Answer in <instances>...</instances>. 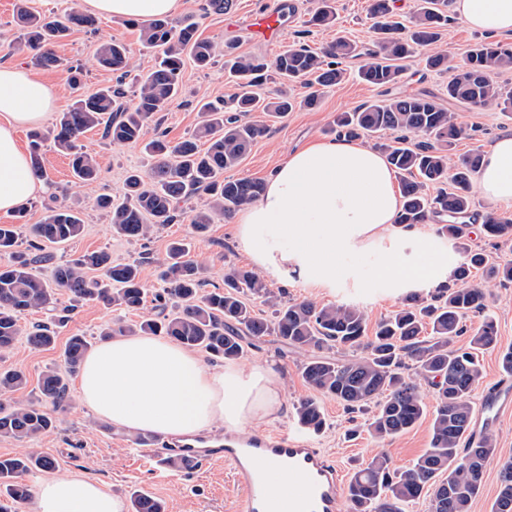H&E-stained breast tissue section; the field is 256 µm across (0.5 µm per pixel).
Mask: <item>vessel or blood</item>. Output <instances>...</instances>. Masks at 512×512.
<instances>
[{"label": "vessel or blood", "instance_id": "1", "mask_svg": "<svg viewBox=\"0 0 512 512\" xmlns=\"http://www.w3.org/2000/svg\"><path fill=\"white\" fill-rule=\"evenodd\" d=\"M248 28L257 38L274 41L281 31L280 16L260 13L250 18ZM510 414L512 384L504 382L484 397L474 429L488 430ZM170 451L189 466L224 460L243 491L238 512H341L346 487L342 470L299 434H258L244 442L228 437L216 448L174 442ZM278 481L283 490L270 497L267 488Z\"/></svg>", "mask_w": 512, "mask_h": 512}]
</instances>
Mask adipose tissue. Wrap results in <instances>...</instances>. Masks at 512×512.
<instances>
[{
	"mask_svg": "<svg viewBox=\"0 0 512 512\" xmlns=\"http://www.w3.org/2000/svg\"><path fill=\"white\" fill-rule=\"evenodd\" d=\"M105 17L147 21L177 14L180 0H84ZM471 29L512 32V0H455ZM58 90L19 64L0 63V213L46 193L17 134L43 125ZM479 195L512 210V135L488 147L476 174ZM395 172L379 152L337 138L292 152L258 200L237 211L236 237L262 278L331 295L399 300L446 285L458 261L428 224L400 225ZM280 375L266 366L205 364L166 337L120 336L86 357L81 403L100 419L133 432L185 438L221 428L244 433L280 410ZM35 512H125L101 484L73 475L43 480Z\"/></svg>",
	"mask_w": 512,
	"mask_h": 512,
	"instance_id": "1",
	"label": "adipose tissue"
}]
</instances>
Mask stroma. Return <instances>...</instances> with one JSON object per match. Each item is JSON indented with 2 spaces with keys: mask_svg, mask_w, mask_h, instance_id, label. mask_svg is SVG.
Segmentation results:
<instances>
[{
  "mask_svg": "<svg viewBox=\"0 0 512 512\" xmlns=\"http://www.w3.org/2000/svg\"><path fill=\"white\" fill-rule=\"evenodd\" d=\"M17 0H0V63L13 62L31 67L34 74L58 89L56 110L45 122V129H52L61 112L73 102L66 81V74L58 68L35 66L31 52L20 44L15 12ZM208 0H181L177 20L196 23L200 37L216 44H234L239 54L274 58L288 46L303 42L320 48L339 37L370 47L374 39L373 21L369 16L370 0H336V21L330 26L307 27L306 21L315 9V0H234L228 12L208 8ZM283 10L284 19L279 39L269 44L255 38L247 28L249 16L258 11ZM115 39L131 50L135 72H147L153 64V53L143 48L139 41L138 27L125 20L98 18L94 30H77L54 47L61 59L84 64L88 89L94 90L112 80V76L94 64L95 50L101 40ZM362 61L353 58L345 61L348 77L341 84L322 90L319 103L308 108L304 100L309 93L301 83L290 87V94L297 104L292 112L282 118L268 119L269 130L252 146L241 163L226 175L230 178L249 177L267 180L269 175L285 160L288 153L314 141L335 138L334 120L337 114L352 111L359 106L397 96L439 94L446 84L444 75L428 70L420 57H412L396 84L377 88L359 79L357 72ZM236 85L224 74L223 61L212 67L199 69L193 61H186L181 73L180 92L168 111L157 114L148 126L149 133H164L167 140L178 142L195 133L201 121L198 102L224 98L236 93ZM457 123L466 128L468 135L461 139L454 156L473 151H484L496 138L512 134V113L491 107L473 110L469 105L447 102ZM85 150L94 155L99 164L94 181L81 183L70 172L68 160L53 141H46L42 159L48 175L49 193L27 203L30 224L40 223L48 207L75 204L81 209L84 221L82 235L55 249L54 263H62L80 254L105 251L117 261L137 260L141 263L142 278L148 289L159 288V265L166 257L169 244L186 238L192 243L190 259L202 263L203 278L207 288L224 284V273L231 267H249L250 260L240 248L231 218L225 217L210 225L204 237L193 234L190 219L202 201L192 198L180 205L175 223L154 231L148 239L131 242L112 229L108 214L96 206L99 195H121L127 175L135 170H149L154 160L141 147L118 146L102 138L99 131L85 133L81 139ZM271 290L284 291L289 300H311L321 306L354 305L365 311L369 324H376L400 307L399 302L344 296L321 295L315 289L296 284L287 288L271 283ZM68 311L67 322L60 327L55 347L33 349L18 343L9 353L0 355V370L14 369L27 378L25 389L18 394L21 402L39 399V380L50 368H63L67 339L73 335L87 337L92 345H99V331L114 318L113 309L88 302L73 304L65 291H58L52 310L35 309L21 314L20 322L29 326L46 320L50 311ZM492 317L498 329V345L482 349L478 358L483 367V378L474 392V403L492 391L504 374L499 354L512 347V283L495 282L489 286L483 311L471 315L469 324L478 327L484 317ZM305 352L284 346L276 337L268 336L245 346L240 363L244 366L269 365L282 377V410L276 419L260 425V432L276 435L298 429L295 406L311 390L301 377V364ZM68 399L52 415L56 427L39 442L41 451L58 462L57 475L82 474L103 483L112 495L129 500L136 491H144L162 499L166 512H233L241 491L233 479L230 468L221 461L203 464L192 471H172L155 463L138 458L131 452L133 440L129 433L96 419L80 402L75 377H68ZM321 404L326 417L322 432L312 435L311 445L328 455L345 474H353L365 467L378 453H386L393 466L408 467L429 446L431 439L430 418L421 419L410 430L396 436L378 440L368 429L367 415L348 413L336 400L325 397ZM498 454L484 472L479 494L472 500L470 512H492L499 490V472L502 464L512 459V415L494 425Z\"/></svg>",
  "mask_w": 512,
  "mask_h": 512,
  "instance_id": "35a3bbf8",
  "label": "stroma"
}]
</instances>
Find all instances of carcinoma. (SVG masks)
<instances>
[{
	"label": "carcinoma",
	"mask_w": 512,
	"mask_h": 512,
	"mask_svg": "<svg viewBox=\"0 0 512 512\" xmlns=\"http://www.w3.org/2000/svg\"><path fill=\"white\" fill-rule=\"evenodd\" d=\"M445 0H420L412 26L403 28L392 19L389 0H372L376 18V39L362 50L339 37L318 53L304 45L289 48L272 60L234 54L224 47V68L235 77L240 92L230 101L200 103L202 121L196 133L177 143L160 134L145 140L146 129L156 114L164 111L179 94L184 55L200 68L208 67L219 47L197 36L191 24H175L166 17L152 20L140 29L143 46L158 53L154 67L140 79V88L131 106L119 103L121 88L110 85L95 91L84 90V67L63 63L52 46L74 29H94L96 19L87 13H73L63 20H51L28 10L20 3L16 17L25 47L34 51L37 65L64 67L68 86L74 94L70 108L61 113L52 131L59 150L68 156L73 176L82 182L97 174L96 159L83 150L80 138L100 129L102 136L116 145H143L157 158L145 174L134 171L126 179L120 202L108 195L97 206L109 213L114 230L131 241L147 238L157 225L172 224L178 205L204 193L205 204L197 209L191 224L195 232H206L210 224L234 209L256 201L264 183L247 177L224 178V171L238 166L252 145L267 131L264 121L254 117H282L293 108L288 84L304 80L312 87H331L342 82L345 70L339 60L366 57L360 78L373 87L397 83L400 63L416 51L425 53L428 68L448 74L443 94L473 108L512 107V92L493 83L489 75L512 67V45L501 42L474 43L460 67L448 66L442 49L448 14ZM335 20L332 0H319L311 17L318 26ZM98 68L126 77L132 69L130 49L107 40L94 55ZM277 76L280 86L262 95L265 83ZM339 134L348 138L370 136L382 131L398 134L395 140L379 145L394 169L403 175L400 224H419L431 215L439 234L454 242L465 257L455 268L452 284L437 289L431 302L412 295L391 317L377 323L368 334L366 314L351 306H318L310 300H281L273 295L260 275L234 268L224 275V287L204 289L201 267L187 259L191 244L172 242L160 279L164 287L152 293L142 282L140 262H116L105 251L86 253L53 266L52 281L36 273L51 261L48 244H62L77 238L84 225L74 206L49 210L44 221L28 227L29 244L24 253L14 248L18 227L0 224V352L12 350L18 337L26 336L34 349L50 347L56 331L50 322L26 329L18 315L26 310L45 309L52 303L53 290L60 288L79 302L95 301L128 312L150 301L155 315L135 324L121 321L105 325L99 336H132L139 333L167 336L180 344L204 351L223 360L244 355V340L275 336L308 353L301 366L302 378L315 392L332 397L350 410H364L382 398L372 416L369 430L378 439L395 436L412 428L427 413L421 382L436 390L428 448L410 467L396 469L390 458L380 453L366 467L357 470L347 486L352 512H404L408 503L432 492L430 512H469L479 493L485 463L497 453L491 433L478 437L471 432L472 396L482 378L475 351L497 345V328L486 319L473 334L471 348L451 346L465 331L463 319L484 308L486 290L469 284L472 267H481L486 280L512 282V264L488 262L485 255L467 244L468 225L462 219L471 213V177L481 156L472 154L457 162L451 151L466 135L435 95L405 96L373 101L336 116ZM421 140L407 147V136ZM42 135L32 134L31 155L37 177H46L39 150ZM486 233L494 238L512 239V217H487ZM261 300L272 308L269 316L257 313L247 298ZM333 347L361 351L362 356L340 361L324 355ZM91 342L73 335L65 345L67 372L82 365ZM412 368L405 376L401 369ZM27 380L17 370H0V437L33 443L54 427L44 405H63L68 397L66 378L56 369L46 370L40 379L41 400L37 404L17 402L11 395L24 389ZM298 423L315 432L325 425L320 403L314 397L302 399L295 407ZM465 447H460L462 440ZM56 461L34 448H25L0 457V512H12L31 497L23 476L33 470L50 472ZM500 486L493 512H512V461L503 463ZM130 512H165L162 501L147 493L130 498Z\"/></svg>",
	"instance_id": "obj_1"
}]
</instances>
